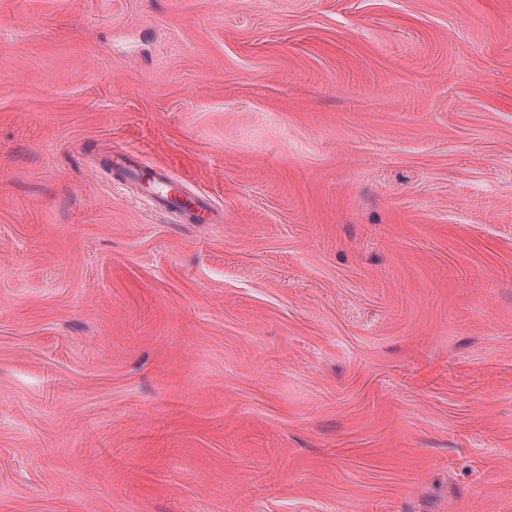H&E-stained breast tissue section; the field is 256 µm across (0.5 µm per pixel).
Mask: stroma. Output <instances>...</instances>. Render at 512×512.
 <instances>
[{"mask_svg":"<svg viewBox=\"0 0 512 512\" xmlns=\"http://www.w3.org/2000/svg\"><path fill=\"white\" fill-rule=\"evenodd\" d=\"M0 512H512V0H0Z\"/></svg>","mask_w":512,"mask_h":512,"instance_id":"obj_1","label":"stroma"}]
</instances>
